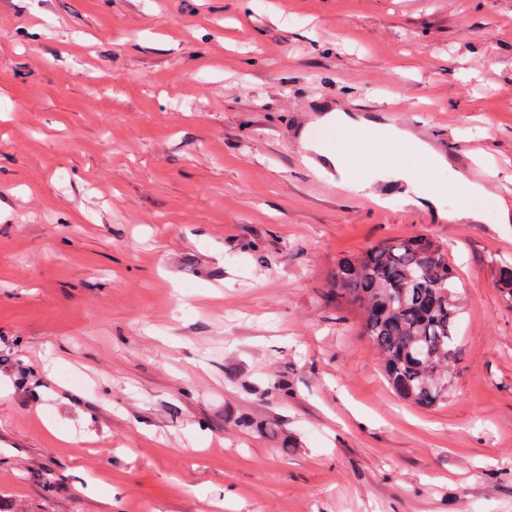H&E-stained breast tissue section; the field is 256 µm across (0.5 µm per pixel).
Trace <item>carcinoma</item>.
Segmentation results:
<instances>
[{"instance_id": "carcinoma-1", "label": "carcinoma", "mask_w": 512, "mask_h": 512, "mask_svg": "<svg viewBox=\"0 0 512 512\" xmlns=\"http://www.w3.org/2000/svg\"><path fill=\"white\" fill-rule=\"evenodd\" d=\"M456 270L429 236L374 245L340 260L335 296L361 311L362 334L383 360V373L402 400L422 408L448 402L461 314Z\"/></svg>"}]
</instances>
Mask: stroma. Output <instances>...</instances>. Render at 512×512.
I'll return each mask as SVG.
<instances>
[{
    "label": "stroma",
    "mask_w": 512,
    "mask_h": 512,
    "mask_svg": "<svg viewBox=\"0 0 512 512\" xmlns=\"http://www.w3.org/2000/svg\"><path fill=\"white\" fill-rule=\"evenodd\" d=\"M331 101L416 129L421 191L478 148L493 209L324 196L295 133ZM508 186L512 0H0V506L512 512ZM418 233L463 303L432 409L331 283Z\"/></svg>",
    "instance_id": "stroma-1"
}]
</instances>
